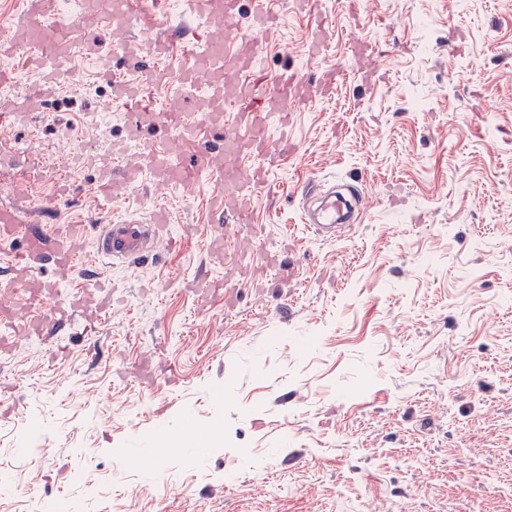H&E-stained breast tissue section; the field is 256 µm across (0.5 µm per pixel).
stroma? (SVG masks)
<instances>
[{"mask_svg": "<svg viewBox=\"0 0 512 512\" xmlns=\"http://www.w3.org/2000/svg\"><path fill=\"white\" fill-rule=\"evenodd\" d=\"M270 33L242 0L231 20L266 48L269 76L311 94L288 105L291 148L255 191L259 247L216 235L205 192H98L100 164L139 159L173 131L130 138L110 82L74 60L19 125L0 126V206L30 211L53 183L12 189L59 156L91 225L74 270L34 271L52 315L108 289L97 332L22 335L24 289L0 299V512L59 497L80 512H512V0H318L324 53L274 0ZM375 46L360 57L358 40ZM336 83L322 93L326 72ZM38 149H31V142ZM348 184L359 223L326 239L299 185ZM173 214L166 244L100 267L96 223L127 209ZM240 268L234 305L195 292ZM48 429L31 435L33 415Z\"/></svg>", "mask_w": 512, "mask_h": 512, "instance_id": "1", "label": "stroma"}]
</instances>
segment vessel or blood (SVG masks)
<instances>
[{"label":"vessel or blood","mask_w":512,"mask_h":512,"mask_svg":"<svg viewBox=\"0 0 512 512\" xmlns=\"http://www.w3.org/2000/svg\"><path fill=\"white\" fill-rule=\"evenodd\" d=\"M184 3L189 13L206 16L209 22L177 44L159 34L167 26L165 0H120L109 12L97 9L95 0H84V21L77 27L52 19L46 0H24L23 9L0 28V55L10 56L25 49L28 65L40 70L43 84L30 88L21 97L0 96V112L21 117L33 111L44 91L59 84L72 52H79L111 76L112 102L124 112L130 132H137L147 123L177 127L175 135L152 149L143 163L120 172L103 169L101 189L121 198L130 185L147 175L165 187L188 191L203 175L217 171L222 180L208 197L210 215L219 221L229 216L234 223L248 224L252 221L256 187L267 183L278 157L288 151L287 138L271 135L270 120L283 115L288 101L307 96L310 88L292 77L268 81L256 67L259 44H243L240 36L223 24L224 19L235 14L238 0ZM134 15L139 16L140 30L149 41L144 45L124 41V51L129 54L148 48L151 63L142 68L137 81L129 82L114 77L112 57L99 32L104 28L116 34L127 32ZM177 47L191 61L181 72L180 90L194 91L200 78H208L215 90L209 111L184 112L175 100L164 107L154 97V88L165 81L176 61L173 50ZM220 122L236 127L237 132L225 139L223 152L216 153L208 135L211 127ZM253 156L261 158V165L244 170V161ZM44 210L36 208L31 218L24 219L16 209L0 208V239L20 238L25 243L24 249L10 260L12 284L26 281L31 271L48 263L62 270L74 265V245L83 237L85 225L77 221L63 226L44 224ZM354 211L351 198H332L314 213V228L325 236H335L337 228L349 223ZM170 221L169 210L161 205L155 206L146 222L128 212L114 216L95 240L96 253L111 262L145 257L155 249L160 229ZM23 331L47 344L56 334L53 323L38 314L29 315Z\"/></svg>","instance_id":"1"}]
</instances>
